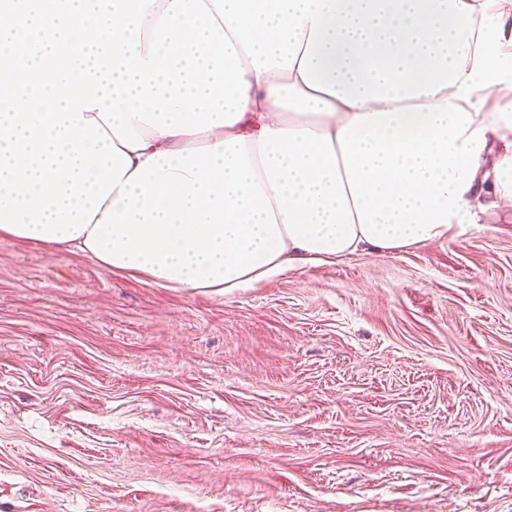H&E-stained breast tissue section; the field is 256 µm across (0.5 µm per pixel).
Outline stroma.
Listing matches in <instances>:
<instances>
[{
  "label": "stroma",
  "mask_w": 512,
  "mask_h": 512,
  "mask_svg": "<svg viewBox=\"0 0 512 512\" xmlns=\"http://www.w3.org/2000/svg\"><path fill=\"white\" fill-rule=\"evenodd\" d=\"M0 512H512V213L225 295L1 238Z\"/></svg>",
  "instance_id": "1"
}]
</instances>
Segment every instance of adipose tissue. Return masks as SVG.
I'll use <instances>...</instances> for the list:
<instances>
[{"mask_svg": "<svg viewBox=\"0 0 512 512\" xmlns=\"http://www.w3.org/2000/svg\"><path fill=\"white\" fill-rule=\"evenodd\" d=\"M0 238L226 294L512 209V0H0Z\"/></svg>", "mask_w": 512, "mask_h": 512, "instance_id": "1", "label": "adipose tissue"}]
</instances>
